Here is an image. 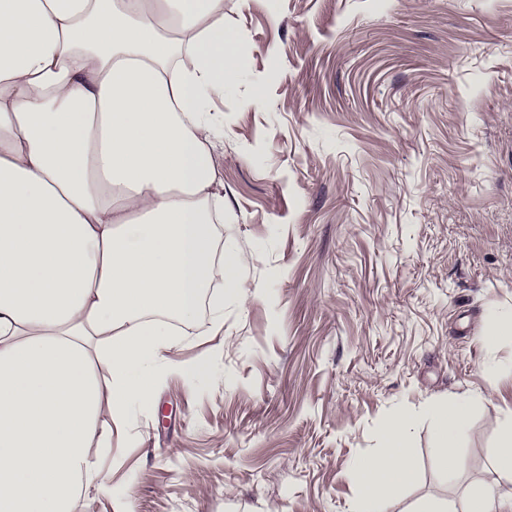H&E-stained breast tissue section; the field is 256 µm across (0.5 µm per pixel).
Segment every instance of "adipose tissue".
I'll return each instance as SVG.
<instances>
[{
	"label": "adipose tissue",
	"instance_id": "adipose-tissue-1",
	"mask_svg": "<svg viewBox=\"0 0 512 512\" xmlns=\"http://www.w3.org/2000/svg\"><path fill=\"white\" fill-rule=\"evenodd\" d=\"M245 44L224 0H0V512H71L98 477L111 418L151 399L205 288L247 294L219 254L214 104ZM473 401L428 408L445 478ZM413 419L355 464L354 512H393L413 483ZM497 484L461 512H512V413Z\"/></svg>",
	"mask_w": 512,
	"mask_h": 512
}]
</instances>
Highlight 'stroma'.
<instances>
[{
    "label": "stroma",
    "instance_id": "stroma-1",
    "mask_svg": "<svg viewBox=\"0 0 512 512\" xmlns=\"http://www.w3.org/2000/svg\"><path fill=\"white\" fill-rule=\"evenodd\" d=\"M224 23L250 49L214 152L248 299L204 294L176 356L209 379L165 372L113 420L73 512H353L352 467L403 411L396 512L459 506L498 482L512 410V335L481 339L512 310V0H224ZM463 397L443 487L421 412ZM512 335V312H496L486 322L482 340L488 350H492L497 345L502 336Z\"/></svg>",
    "mask_w": 512,
    "mask_h": 512
}]
</instances>
